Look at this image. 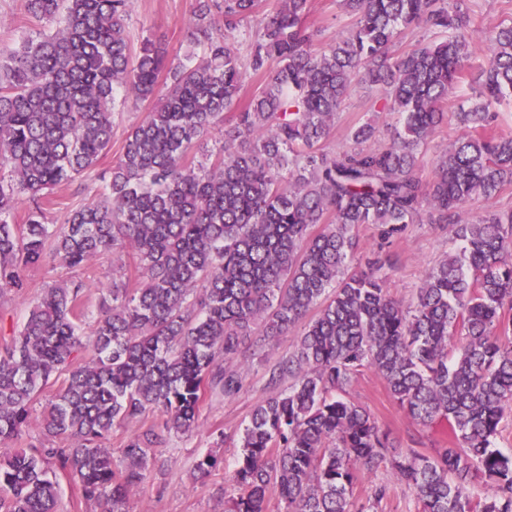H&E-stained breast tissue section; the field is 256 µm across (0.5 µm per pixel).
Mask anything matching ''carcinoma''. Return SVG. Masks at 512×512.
<instances>
[{"label":"carcinoma","instance_id":"obj_1","mask_svg":"<svg viewBox=\"0 0 512 512\" xmlns=\"http://www.w3.org/2000/svg\"><path fill=\"white\" fill-rule=\"evenodd\" d=\"M260 2L198 0L201 51L175 63L148 38L132 49L131 0H23L48 30L0 46V297L24 295L34 268L121 252L137 276L101 288L88 335L86 285L44 289L0 346V512H57L61 477L102 512H129L155 450L193 432L203 402L240 391L246 340L261 348L297 327L268 379L291 383L250 415L227 512H269L274 494L286 512H371L389 488L367 506L354 489L383 461L418 512H512V453L495 446L512 411V210L459 223L470 200L512 182V135L492 126L512 95V24L485 31L449 0H336L352 26L317 48L310 0ZM257 15L261 34L243 57L230 34ZM421 25L446 36L398 49L402 30ZM482 43L490 58L475 101L450 113ZM356 84L375 88L401 129L373 148L376 127L364 122L330 150ZM128 102L153 108L127 131L104 189L47 223V194L97 164ZM450 114L464 133L425 182L423 153ZM221 123L209 161L194 164ZM23 204L24 223L9 222ZM423 214L455 225L461 247L409 302L388 294L381 264L345 272L360 225L391 238ZM364 368L411 421L448 424L449 446L387 456L373 415L343 397ZM54 377L63 384L40 414L43 441L28 443L31 409ZM150 414L159 422L129 436L115 466L112 430ZM221 463L209 452L195 470ZM480 482L491 491L478 493Z\"/></svg>","mask_w":512,"mask_h":512}]
</instances>
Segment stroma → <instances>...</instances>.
<instances>
[{"label":"stroma","mask_w":512,"mask_h":512,"mask_svg":"<svg viewBox=\"0 0 512 512\" xmlns=\"http://www.w3.org/2000/svg\"><path fill=\"white\" fill-rule=\"evenodd\" d=\"M196 5L197 0H134L127 21L132 44H139L142 38L150 37L161 44L168 58H182L189 47L190 23ZM309 21L319 29V40L323 43L347 33L351 26L350 18L341 12L336 0H311ZM376 97V91L367 85L352 87L337 112L330 146L347 145L350 129L365 121L377 127L378 143H389L400 126L399 116L375 107ZM150 109L147 102L135 107H118L110 151L82 177L55 189L54 203L47 214L50 223H62L72 208L95 198L103 185L104 175L120 156L127 131L142 121ZM356 235L357 248L346 258L347 269L362 270L375 257L387 258L386 287L391 297L401 301L410 300L426 272L448 255L456 253L460 246L448 224L417 222L406 225L402 234L388 245L382 244L380 229L373 224L360 225ZM133 271V261L125 253L93 259L76 272L61 265L33 269L29 273L26 296L0 302V342L10 338L22 325L32 301L39 297L43 288L74 279L91 285L84 299V323L92 325L99 314L97 282L108 283L113 274H130ZM297 336V331H290L270 341L262 352L248 355L240 391L230 399L206 402L200 409L198 427L194 432L171 435L157 463L131 498L130 512H225L221 490L226 474L234 466L235 444L253 409L269 394L266 386L268 366L293 351ZM347 393L370 411L396 448L415 446L431 455L436 449L445 447L446 437L439 426L425 428L414 424L398 406L384 380L372 369H362ZM213 450L223 457V465L209 475H198L195 471L197 460ZM382 484L392 488L389 498L383 503L384 512H413L415 505L405 487L396 481L384 462L361 473L355 495L360 502H368L375 487Z\"/></svg>","instance_id":"1"}]
</instances>
